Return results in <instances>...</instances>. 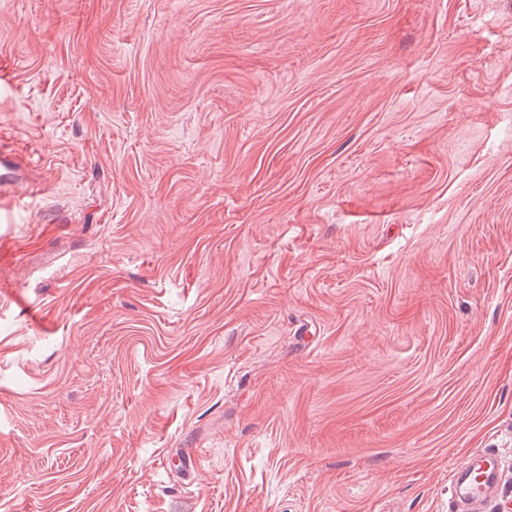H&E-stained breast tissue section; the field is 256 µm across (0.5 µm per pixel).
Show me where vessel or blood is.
<instances>
[{
    "mask_svg": "<svg viewBox=\"0 0 512 512\" xmlns=\"http://www.w3.org/2000/svg\"><path fill=\"white\" fill-rule=\"evenodd\" d=\"M499 463L495 452L481 460L459 466L450 473V493L462 512H480L497 491Z\"/></svg>",
    "mask_w": 512,
    "mask_h": 512,
    "instance_id": "vessel-or-blood-1",
    "label": "vessel or blood"
}]
</instances>
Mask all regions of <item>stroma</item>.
Wrapping results in <instances>:
<instances>
[{
	"mask_svg": "<svg viewBox=\"0 0 512 512\" xmlns=\"http://www.w3.org/2000/svg\"><path fill=\"white\" fill-rule=\"evenodd\" d=\"M0 147V512H512V0H0ZM476 463L453 468L450 473V493L461 510L478 511L497 491L498 455L487 451Z\"/></svg>",
	"mask_w": 512,
	"mask_h": 512,
	"instance_id": "1",
	"label": "stroma"
}]
</instances>
